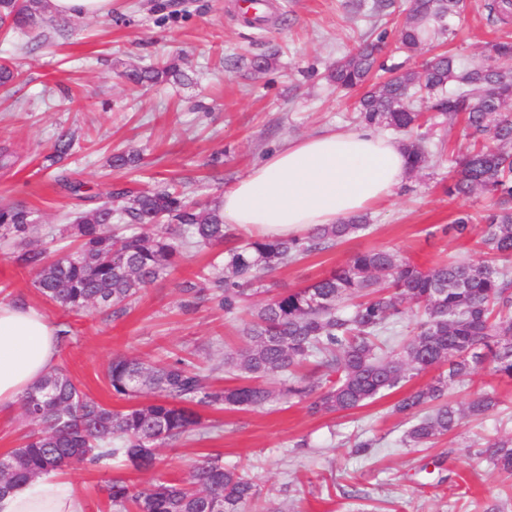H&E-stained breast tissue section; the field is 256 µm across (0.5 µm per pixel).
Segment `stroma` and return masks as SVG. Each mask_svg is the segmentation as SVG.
I'll return each mask as SVG.
<instances>
[{"label": "stroma", "mask_w": 512, "mask_h": 512, "mask_svg": "<svg viewBox=\"0 0 512 512\" xmlns=\"http://www.w3.org/2000/svg\"><path fill=\"white\" fill-rule=\"evenodd\" d=\"M352 0H266L264 20L248 25L240 0H112V14L68 20L54 12L35 41L0 32V61L17 64L20 82L0 90V149L12 163L0 166V204L17 200L36 210L33 234L51 245L69 221L73 200L53 178L66 172L100 193L115 183L144 188L175 182L188 199L214 200L244 177L264 154L288 138L327 128L354 129L362 89L341 91L324 79L327 68L356 46L366 26L356 21ZM453 53L478 63L486 42L512 39V25L490 23L480 0L458 22ZM273 55L272 67L254 72L250 61ZM178 58L184 79L132 87L125 71ZM76 143L61 163L47 157L59 129ZM462 125L429 130L430 155L423 169L408 173L395 196L374 207L369 234L344 240L269 276L248 305L267 293L309 284L374 248L400 251L429 268L455 257L480 259L473 242L442 228L461 213L476 214L486 199L448 196L454 159L466 151ZM142 155L135 169H112L115 151ZM12 241L0 239V301L21 297L57 327L69 330L57 359L91 398L119 409L105 371L116 356L153 364L180 355L194 360L210 383L224 385V353L240 343L245 310L225 316L211 301L189 302L184 282L195 280L215 260L217 248L190 250L167 277L144 290L120 316L91 308L79 312L45 302L34 276L19 265ZM495 389L512 408V381L493 376L491 362L449 387L467 402ZM402 390L349 415H313L304 404L278 402L253 411L205 410L220 433H201L158 450L153 471L119 462L65 469L63 480L80 495L85 512H114L107 487L115 480L141 489L160 476H182L204 456L245 470L261 489L256 512H512V475L479 456L484 444L512 432L496 412L468 421L458 437L430 448H408L405 429L391 408ZM376 439L361 451L358 439ZM308 447H300V440Z\"/></svg>", "instance_id": "stroma-1"}]
</instances>
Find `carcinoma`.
Segmentation results:
<instances>
[{
	"label": "carcinoma",
	"instance_id": "obj_1",
	"mask_svg": "<svg viewBox=\"0 0 512 512\" xmlns=\"http://www.w3.org/2000/svg\"><path fill=\"white\" fill-rule=\"evenodd\" d=\"M373 19L371 32L354 50L336 60L327 79L340 89L366 85L379 62L386 31L379 23L391 15L394 0L364 4ZM467 0H409L398 31L400 48L413 53L434 40L455 37L454 20ZM488 20H512V0H487ZM47 0H0V27L29 33L46 21ZM181 75L174 63L125 74L135 86L156 84ZM433 98V109L448 123L463 119L472 141L458 161L448 194L487 195L490 208L481 216L462 214L444 228L458 238L478 236L486 258L453 259L424 269L389 249L357 252L329 274L300 287L279 291L255 307L243 329L244 347L224 354V372L233 385L214 389L184 358L163 365L119 356L108 365L112 394L128 405L118 410L83 393L61 368H54L21 399L31 431L3 460L0 493L64 469L124 459L137 471L156 466L158 447L219 424L205 423L200 409L229 407L257 410L280 401H297L312 415L347 414L385 392L398 390L414 376L440 367L448 370L417 389L406 391L392 412L408 424L402 443L423 448L457 432L467 418L483 419L502 401L481 391L466 406L446 399L449 384L470 374L491 357L494 372L512 380V41L489 43L483 59L466 64L439 54L424 71L397 72L374 84L359 100L364 127L406 135L411 170L430 154L419 132L423 113L418 102ZM75 136L60 131L48 160L59 163ZM134 152L112 154V168L133 167ZM57 183L75 200L72 223L59 235L71 244L50 250L31 240L34 211L23 203L0 205V238L19 247L17 261L35 274L42 298L69 310L108 308L114 313L178 265L195 248L224 247L222 265L187 281L182 291L207 297L228 315L239 310L246 287L265 274L327 250L370 228L368 215L314 228L303 237L239 241L217 205L187 199L174 184L139 190L108 188L104 196L87 195L66 175ZM416 307V331L397 347L405 305ZM152 400L140 402L144 394ZM480 456L494 467L512 471V435L489 441ZM261 490L244 471L207 457L187 475L158 477L134 491L122 481L109 489L117 512H248Z\"/></svg>",
	"mask_w": 512,
	"mask_h": 512
}]
</instances>
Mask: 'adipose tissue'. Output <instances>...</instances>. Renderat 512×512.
<instances>
[{"instance_id": "adipose-tissue-1", "label": "adipose tissue", "mask_w": 512, "mask_h": 512, "mask_svg": "<svg viewBox=\"0 0 512 512\" xmlns=\"http://www.w3.org/2000/svg\"><path fill=\"white\" fill-rule=\"evenodd\" d=\"M408 166L400 138L371 128H333L282 141L218 202L225 223L253 238L298 237L391 198ZM59 329L36 307L0 302V416L57 363ZM0 512H84L49 475L0 496Z\"/></svg>"}]
</instances>
